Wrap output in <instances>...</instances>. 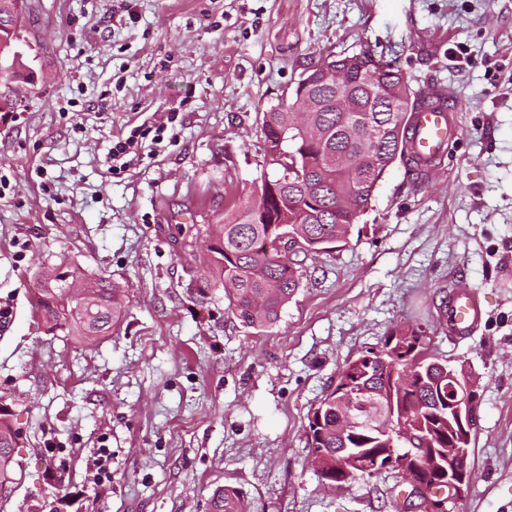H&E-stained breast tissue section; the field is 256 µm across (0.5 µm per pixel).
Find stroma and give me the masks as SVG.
Segmentation results:
<instances>
[{
	"mask_svg": "<svg viewBox=\"0 0 512 512\" xmlns=\"http://www.w3.org/2000/svg\"><path fill=\"white\" fill-rule=\"evenodd\" d=\"M20 101L0 115V402L23 430L0 512H395L391 471L327 488L308 418L345 363L401 325L477 382L456 512H512V0H32ZM372 51L440 86L460 134L414 177L394 162L346 243L307 262L279 322L201 298L206 230L263 174L262 116L327 54ZM132 139L113 157L117 141ZM121 283L86 344L47 334L42 266ZM477 289L473 335L441 308ZM210 512H253L251 502L235 487L216 489L210 499Z\"/></svg>",
	"mask_w": 512,
	"mask_h": 512,
	"instance_id": "1",
	"label": "stroma"
}]
</instances>
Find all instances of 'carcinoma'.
I'll return each instance as SVG.
<instances>
[{
	"mask_svg": "<svg viewBox=\"0 0 512 512\" xmlns=\"http://www.w3.org/2000/svg\"><path fill=\"white\" fill-rule=\"evenodd\" d=\"M27 0H0V60L21 63L16 56L18 28ZM423 95L413 92L404 76L369 51L328 54L310 67L304 82L296 83L287 111L270 108L263 113L262 132L267 153L279 167L273 179L287 203L265 202L259 196L232 201V212L213 225L207 241L210 262L197 288L200 296L222 294L227 310L244 327L263 332L272 328L294 296L305 261L318 250L336 248L347 240L349 228L366 212L375 188L396 159L415 173L421 165L408 150L412 123L405 119ZM308 106L307 126L318 134L288 145V155L275 156L279 133L293 126L295 109ZM384 130V139L373 151L361 149L360 134ZM265 207L269 223L254 222L253 211ZM287 236L280 252L266 248V241ZM73 273L86 280L82 302L72 301L69 282L37 283L33 306L46 331L86 341L105 336L116 326L127 307L123 286L89 273L77 264ZM420 381L412 389L386 385L384 369L374 352L360 355L340 370L336 385L325 394L308 421L309 454L320 456L321 479L336 478L342 459L358 453L359 466L352 477H370L374 449L398 445L397 436L378 433L371 418H386L392 408L413 406L418 411L405 418L411 429L408 448L448 447V364L434 356L421 360ZM357 402L366 424L348 431L339 417ZM20 431L11 411L0 406V490L14 481V452ZM438 488L427 480L413 488L414 512H425L426 502L437 498ZM210 512H253L251 502L235 487L214 491Z\"/></svg>",
	"mask_w": 512,
	"mask_h": 512,
	"instance_id": "obj_1",
	"label": "carcinoma"
}]
</instances>
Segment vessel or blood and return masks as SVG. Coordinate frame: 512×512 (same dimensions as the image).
<instances>
[{
    "label": "vessel or blood",
    "instance_id": "1",
    "mask_svg": "<svg viewBox=\"0 0 512 512\" xmlns=\"http://www.w3.org/2000/svg\"><path fill=\"white\" fill-rule=\"evenodd\" d=\"M428 101L414 114L413 131L409 142L412 154L425 166H433L448 141L458 133L451 120L457 105L444 89L433 88L427 93ZM484 305L477 289L457 288L448 295V330L457 336L470 335L481 322Z\"/></svg>",
    "mask_w": 512,
    "mask_h": 512
}]
</instances>
